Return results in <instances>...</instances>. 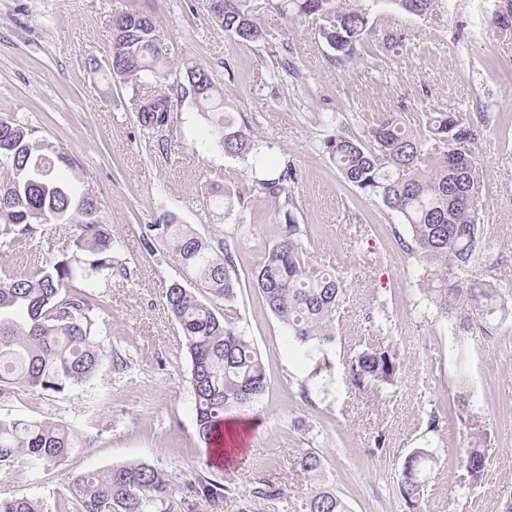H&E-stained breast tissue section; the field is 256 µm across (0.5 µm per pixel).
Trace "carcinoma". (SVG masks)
I'll list each match as a JSON object with an SVG mask.
<instances>
[{"instance_id":"1","label":"carcinoma","mask_w":512,"mask_h":512,"mask_svg":"<svg viewBox=\"0 0 512 512\" xmlns=\"http://www.w3.org/2000/svg\"><path fill=\"white\" fill-rule=\"evenodd\" d=\"M248 0H205L211 19L243 45L264 40V29ZM408 14L425 16L440 0H386ZM282 17L299 21L317 16L322 37L336 52V62H351L357 45L372 33L369 15L341 0H271ZM112 50L116 60L102 67L91 57L86 67L132 86L131 104L139 124L158 130L169 121L170 97H144L140 83L149 80L191 96L208 121V136L224 153L240 159L252 174L263 173L264 145L247 125L237 122L200 64L184 68L186 83L167 64L162 38L152 17L128 11L112 17ZM276 80L298 74L286 57L276 59ZM476 138L450 112H431L422 131L406 128L389 114L360 139L338 134L323 141V150L344 180L399 214L407 234L399 248L426 262L431 287L424 296L430 306L455 322L461 331L487 327L512 317V292L494 280L472 275L473 265L492 258L478 222L475 190ZM75 162L59 145L36 136V130L16 118H0V247L32 239L49 224H70L76 233L51 267H37L0 278V394L14 388L43 393L79 385L96 375L104 360L128 367L122 355L97 341L102 310L92 293L97 282L130 275L114 259L115 240L101 207L87 186L63 176ZM296 170L283 155L277 172L255 179L267 198L279 202L285 220L279 240L265 248L252 272L254 287L284 324L289 341L311 366L308 380L318 383L327 366L315 355L336 338V312L344 277L313 265L304 242L306 230L291 213L290 184ZM212 201L224 212L245 210L241 192L224 184L205 185ZM145 250L162 244L178 258L191 287L179 281L166 290L168 311L191 362L190 378L198 435L206 444L224 450V421L245 411L265 394L267 377L260 353L240 327L234 302L241 288L235 268V243L200 234L169 213L147 225ZM223 301L224 307L217 306ZM349 373L359 388L376 391L402 383L403 369L392 346L369 345L349 361ZM470 442L461 464L473 481L486 469L481 448L483 431L467 428ZM91 439L60 423L30 418L0 417V466L22 461L34 469L61 464ZM437 464L434 452L415 449L406 459L400 493L409 504L423 495L427 474ZM301 469L317 474L323 468L315 451L301 458ZM190 491L213 504L224 500V484L200 475ZM307 512H349L341 496L319 486L307 498ZM186 498H176L173 479L155 467L125 464L72 477L55 505L56 512H185ZM0 512H44L27 497L0 498Z\"/></svg>"}]
</instances>
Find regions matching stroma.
I'll use <instances>...</instances> for the list:
<instances>
[{"label": "stroma", "instance_id": "stroma-1", "mask_svg": "<svg viewBox=\"0 0 512 512\" xmlns=\"http://www.w3.org/2000/svg\"><path fill=\"white\" fill-rule=\"evenodd\" d=\"M349 3L370 12L374 33L342 66L319 17L291 23L267 0H251L266 39L248 46L212 21L203 0H0V116L27 121L75 159L111 226L116 258L131 271L128 280H102L95 290L108 322L102 338L129 358V368H102L59 393L0 396V416L66 423L90 436V447L59 466L0 470V498L29 497L53 512L71 476L146 463L178 487L199 474L223 479L224 501L193 500L192 512H306L313 482L300 459L313 450L349 512H502L512 497V318L486 339L477 329L456 330L427 307L425 265L395 240L404 229L400 216L344 182L321 143L339 133L363 137L386 113L413 130L427 113H453L476 135L479 222L489 243L501 246L497 266L480 263L474 271L512 288V26L499 22L512 0H443L426 17L372 0ZM128 10L152 15L174 70L195 63L209 70L238 121L271 144L268 168L281 153L293 159V214L312 260L348 283L338 336L319 351L329 365L327 391L301 398L307 366L252 285L263 250L282 231L274 201L255 193L246 215L216 218L206 181L244 191L252 174L209 141L191 100L173 97L168 126L152 134L138 122L129 85L86 69V59L110 55L112 16ZM399 29L408 41L394 50L384 36ZM283 52L299 76L271 81L273 56ZM167 213L207 236L230 233L242 219L250 226L237 253L235 305L268 388L251 409L235 413L241 445L221 466L198 436L189 361L166 308L181 267L165 249L150 254L142 244L147 225ZM71 234L69 225L56 224L39 239L0 248V272L58 260ZM369 343L397 349L401 384L373 393L352 383L347 363ZM462 351L469 356L463 373L456 363ZM462 397L487 434V468L477 482L459 463L467 431L448 411ZM417 448L433 450L438 463L411 506L398 481ZM265 482L277 496L259 495Z\"/></svg>", "mask_w": 512, "mask_h": 512}]
</instances>
